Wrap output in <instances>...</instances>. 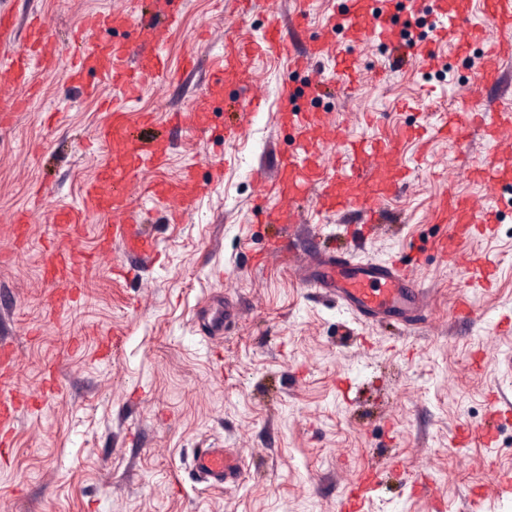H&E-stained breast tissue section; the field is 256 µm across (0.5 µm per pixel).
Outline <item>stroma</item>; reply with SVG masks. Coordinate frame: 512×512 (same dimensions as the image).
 <instances>
[{"instance_id": "stroma-1", "label": "stroma", "mask_w": 512, "mask_h": 512, "mask_svg": "<svg viewBox=\"0 0 512 512\" xmlns=\"http://www.w3.org/2000/svg\"><path fill=\"white\" fill-rule=\"evenodd\" d=\"M266 2L255 0L241 28L234 0H185L166 45L168 74L129 105L134 117L158 114L144 134L169 146L167 166L143 171L142 180L175 181L191 166L205 182L212 164L223 168L212 191L177 218L136 196L148 213L153 261L117 243L100 252L99 227L112 217L84 200L109 154L94 139L110 119L108 82L89 74L74 84L64 61L52 71L34 66L36 91L0 126V345L15 355L0 370V398L21 401L10 442L0 445V512H338L369 468L379 479L365 512H512V495H472L491 473L512 474V381L504 375L512 327L498 326L512 317V179L491 203L495 233L472 244L493 270L492 287H465L457 262L426 250L442 232L430 214L445 192L483 198L468 171L495 154L494 143L478 132L460 147L431 139L424 152L417 140L402 142L398 158L410 174L371 237H362L359 214L308 212L302 251L347 250L362 262L419 258L430 316L414 332L393 320L364 322L296 273L256 264L275 229L251 213L260 178L300 154L281 120L282 92L349 139L433 127L466 89L484 46L441 44L439 64L420 69L396 64L387 46L350 44L339 30L336 45L366 76L356 88L337 78L336 57L292 70L272 55L249 59L250 86L228 74L211 87L205 61L223 54L232 34L262 41ZM301 2L309 24L295 39L300 49L341 8L339 0H276V8L286 17ZM135 5L0 0L19 22L42 16L62 45L88 13ZM191 54L203 66L189 73L183 60ZM201 93L210 96L209 131L166 123L165 112ZM253 93L261 108L239 120ZM238 121L241 135L225 141V125ZM71 208L87 213L73 290L42 278L45 256L64 242L53 214ZM23 211L31 223L18 243L12 221ZM224 297L238 315L223 336H207L202 312ZM460 297L471 316L456 317ZM49 376L56 389L46 386ZM494 398L507 419L491 443L468 441ZM217 445L242 461L239 480L222 491L191 470L195 449Z\"/></svg>"}]
</instances>
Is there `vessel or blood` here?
I'll use <instances>...</instances> for the list:
<instances>
[{"instance_id":"obj_1","label":"vessel or blood","mask_w":512,"mask_h":512,"mask_svg":"<svg viewBox=\"0 0 512 512\" xmlns=\"http://www.w3.org/2000/svg\"><path fill=\"white\" fill-rule=\"evenodd\" d=\"M472 0H452L447 11V24L441 25L432 40L418 42L403 49L402 55L410 64L426 68L438 59L436 45L453 40L456 45L466 46L474 42L485 43L484 59L475 73V96L464 100L448 113V129L456 144H463L467 132L473 126H486L493 142H512V102L503 101L494 113H486L481 93L499 86L501 60L512 57V0H481L487 20L480 26L470 20ZM183 0H162L156 12H109L85 18L81 36L80 53L69 72L71 82L78 83L85 73H98L104 80L122 92L121 100L111 101V122L96 130V140L112 149L114 157L103 165L97 177L85 188L88 208L112 212L116 223L105 233V243L121 242L127 252L143 258L151 257L154 242L139 230L144 223L143 213L132 208V189L140 173L146 168L161 167L166 150L152 141H131L128 137L130 123L126 103L136 98L143 81L164 78L167 64L161 49L171 30L179 21ZM329 28L345 30L348 39L355 44H391L400 41V29L385 15L373 12L368 0H351L347 10L333 15ZM131 31V40L118 44L103 43L99 35L107 30ZM264 45L288 58L294 67L303 68L312 60L334 49V39L315 40L310 44L308 55L295 54L293 44L284 35L278 15H271ZM253 46L247 43L229 42L224 54L215 58L212 76L222 82L225 73L246 74L247 61L253 54ZM39 55L44 69H53L59 60V50L54 36L45 23L31 18L26 29L25 42L13 56L8 72L14 91L7 102L0 106V122H6L12 111L23 104L22 92L31 83V57ZM209 110V100L198 97L189 102L185 112L176 113V120L196 129H203ZM323 138L334 150L355 157L357 164L344 181L324 177L321 157L315 151L305 150L303 157L284 158L279 178L270 191L275 196L287 198L293 195L299 182L320 186L317 197L319 210L356 211L363 214L367 223H375L385 211L391 195L398 193L405 183L406 171L399 168L382 172L376 157L380 152L373 142H349L342 138L335 125H322ZM512 175V156L504 154L488 166L472 170L474 180L484 185L487 193H495L498 186ZM207 188L198 184L192 170H185L176 181H162L148 185L144 193L160 206L181 215L191 209L195 199L206 193ZM257 221H274L293 225L302 216L292 208L270 209L265 203L254 207ZM432 219L446 224L450 233L434 244L439 254L465 257L470 286L488 284L492 273L477 256L465 255L464 247L473 233L491 235L495 228L494 215L476 202L452 194L443 196L436 204ZM290 266L299 268L307 287L338 298L359 318L366 322H378L386 318L399 319L406 328L414 329L427 318V297L410 270L387 262L356 264L349 254L323 252L309 257L292 253L287 257ZM45 274L52 279L76 284L79 265L72 248L56 249L45 266ZM194 470L210 487L221 488L235 483L241 474L238 458L225 448H202L193 457Z\"/></svg>"}]
</instances>
